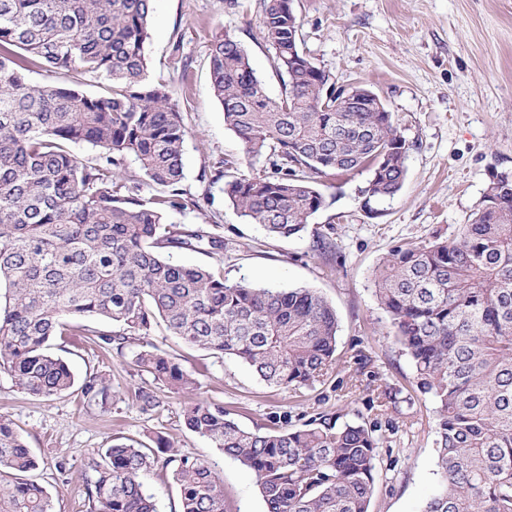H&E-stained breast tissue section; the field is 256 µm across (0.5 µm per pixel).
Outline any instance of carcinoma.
Instances as JSON below:
<instances>
[{
	"instance_id": "cac0c4a2",
	"label": "carcinoma",
	"mask_w": 512,
	"mask_h": 512,
	"mask_svg": "<svg viewBox=\"0 0 512 512\" xmlns=\"http://www.w3.org/2000/svg\"><path fill=\"white\" fill-rule=\"evenodd\" d=\"M288 2L260 0L282 98L268 96L236 38L214 36L209 53L224 123L244 147L245 172L225 182L224 194L277 238L298 235L326 206L322 175L367 169L366 196L394 197L409 151L392 113L353 110L336 97L330 75L301 48ZM151 9L152 0H0V370L34 398L70 392L75 374L49 346L65 319L86 316L112 324L94 332L103 349L161 327L269 386H312L337 367L336 310L323 296L230 282L165 257L174 248L218 254L224 240L169 222L189 206L179 188L186 130L172 92L147 74ZM31 65L103 79L107 94L58 80L33 85L22 74ZM79 143L97 154L78 160L71 146ZM263 155L269 172L254 166ZM130 160L156 194L143 198L129 183ZM375 285L414 364L415 391L435 405L439 483L422 512H512V173L490 174L471 222L453 237L392 250ZM135 363L172 389L197 384L151 343ZM80 392L83 403L104 405L111 386L93 372ZM398 394L386 386L370 401L386 411ZM134 397L145 411L162 405L142 387ZM183 419L254 476L267 512H369L383 445L377 425L329 411L302 428L261 433L202 402L186 406ZM153 442L85 453L88 512H157L143 478L160 462L173 467L181 512H224L223 486L205 462L160 433ZM36 467L1 417L0 512H53L50 493L28 476Z\"/></svg>"
}]
</instances>
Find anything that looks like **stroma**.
I'll list each match as a JSON object with an SVG mask.
<instances>
[{
  "instance_id": "35a3bbf8",
  "label": "stroma",
  "mask_w": 512,
  "mask_h": 512,
  "mask_svg": "<svg viewBox=\"0 0 512 512\" xmlns=\"http://www.w3.org/2000/svg\"><path fill=\"white\" fill-rule=\"evenodd\" d=\"M153 6L144 54L150 78L170 86L181 112L187 131L181 188L193 202L171 220L204 225L224 240L223 254L173 249L169 260L222 267L231 281L317 290L336 309L340 365L296 393L268 387L235 360L155 329L150 343L195 375L198 386L187 392L138 371L139 343L117 352L56 338L51 353L77 376L110 378L108 404L85 406L75 395L36 399L0 371V416L14 422L31 449L54 512H85L80 462L88 450L118 438L147 444L158 433L219 475L227 512H265L252 475L190 431L183 407L217 403L241 427L260 432L300 428L319 412L341 408L380 424L384 444L370 512H421L438 480L433 405L413 394V365L394 342L374 272L397 246L452 237L471 221L490 171L512 172V0H292L302 46L334 88L376 93L410 149L404 185L391 199H366V170L321 177L325 207L287 240L267 238L240 217L218 177L225 160L242 158L243 145L225 127L211 88L213 36L226 33L242 43L272 99L285 90L260 34V0H154ZM386 384L401 388L402 401L385 412L369 410L371 389ZM139 386L158 395V411H142L132 399Z\"/></svg>"
}]
</instances>
